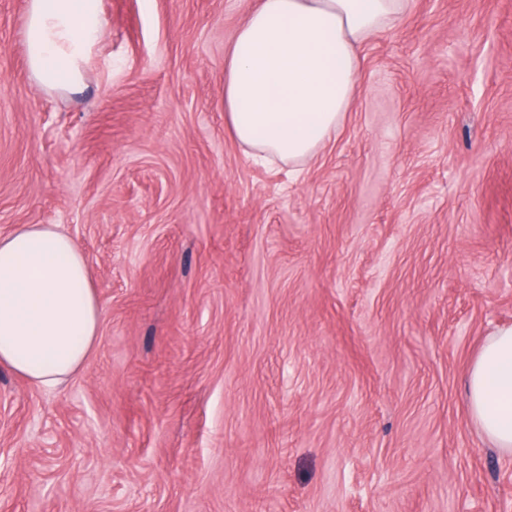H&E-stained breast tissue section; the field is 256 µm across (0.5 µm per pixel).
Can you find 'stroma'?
Instances as JSON below:
<instances>
[{
  "mask_svg": "<svg viewBox=\"0 0 512 512\" xmlns=\"http://www.w3.org/2000/svg\"><path fill=\"white\" fill-rule=\"evenodd\" d=\"M0 0V236L102 306L65 386L0 367V512H512L464 374L512 325V0H410L296 169L224 125L252 0H100L80 90Z\"/></svg>",
  "mask_w": 512,
  "mask_h": 512,
  "instance_id": "35a3bbf8",
  "label": "stroma"
}]
</instances>
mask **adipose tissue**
Segmentation results:
<instances>
[{
    "instance_id": "obj_1",
    "label": "adipose tissue",
    "mask_w": 512,
    "mask_h": 512,
    "mask_svg": "<svg viewBox=\"0 0 512 512\" xmlns=\"http://www.w3.org/2000/svg\"><path fill=\"white\" fill-rule=\"evenodd\" d=\"M408 0H253L224 54V124L261 159L298 165L335 136L360 69L358 50ZM98 0H29L28 63L49 89L80 85L103 36ZM101 310L84 255L53 225L0 238V365L58 388L93 351ZM467 410L512 454V326L496 329L465 378Z\"/></svg>"
}]
</instances>
